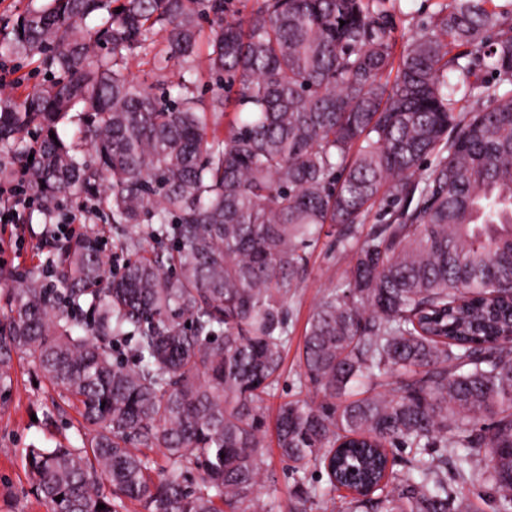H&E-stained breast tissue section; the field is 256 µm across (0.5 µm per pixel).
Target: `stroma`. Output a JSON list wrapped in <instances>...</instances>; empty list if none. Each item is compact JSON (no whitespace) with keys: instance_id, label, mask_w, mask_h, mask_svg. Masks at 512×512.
I'll return each instance as SVG.
<instances>
[{"instance_id":"1","label":"stroma","mask_w":512,"mask_h":512,"mask_svg":"<svg viewBox=\"0 0 512 512\" xmlns=\"http://www.w3.org/2000/svg\"><path fill=\"white\" fill-rule=\"evenodd\" d=\"M22 221L23 229L9 225L0 233V268L20 269L34 259L55 266L56 257L37 208L32 206L23 212ZM349 267L350 259L338 247L335 236H322L310 254L299 287L285 306L291 343L283 375L266 402L268 418H275L283 401L305 397L307 389L298 382V354L307 321L323 296L346 276ZM83 433L77 402L61 387L35 373L25 361H15L11 389L0 396V512H52L51 505L37 498L31 489L25 452L34 445L77 446ZM444 477L450 512H459L467 504L474 512H496L497 494L490 485L462 481L451 467Z\"/></svg>"}]
</instances>
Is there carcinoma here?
I'll use <instances>...</instances> for the list:
<instances>
[{
    "label": "carcinoma",
    "instance_id": "carcinoma-1",
    "mask_svg": "<svg viewBox=\"0 0 512 512\" xmlns=\"http://www.w3.org/2000/svg\"><path fill=\"white\" fill-rule=\"evenodd\" d=\"M398 2L47 0L0 41L51 73L0 96V151L30 164L44 219L71 205L139 228L115 276L95 233L55 240L51 274L0 270V386L20 355L82 408L81 446L26 449L54 512H310L342 487L347 512H448L450 454L512 512V0H436L399 51ZM149 54L181 80L131 78ZM200 55L233 97L191 94ZM229 107V134L208 133ZM382 202L401 208L359 235ZM327 226L351 267L305 330L301 384L322 401L281 403L275 431L293 473L335 470L283 505L261 493L265 403ZM394 448L415 449L410 474Z\"/></svg>",
    "mask_w": 512,
    "mask_h": 512
}]
</instances>
